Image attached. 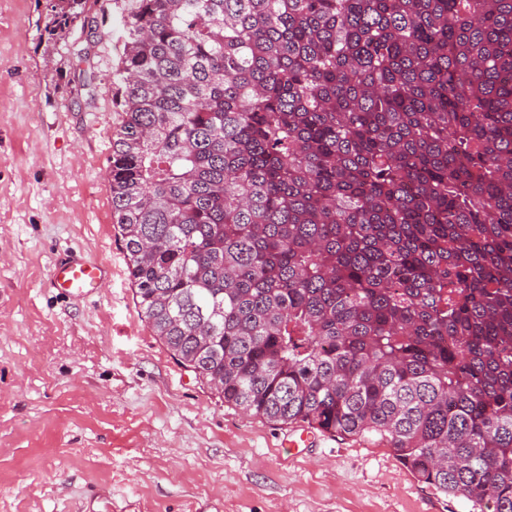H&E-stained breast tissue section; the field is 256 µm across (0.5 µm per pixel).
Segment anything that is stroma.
Listing matches in <instances>:
<instances>
[{
	"label": "stroma",
	"instance_id": "stroma-1",
	"mask_svg": "<svg viewBox=\"0 0 512 512\" xmlns=\"http://www.w3.org/2000/svg\"><path fill=\"white\" fill-rule=\"evenodd\" d=\"M131 7L96 0L52 40L50 0H0V512H469L374 438L289 456L293 425L225 403L146 326L108 184ZM73 255L112 269L82 299L51 284Z\"/></svg>",
	"mask_w": 512,
	"mask_h": 512
}]
</instances>
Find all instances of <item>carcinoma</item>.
I'll return each instance as SVG.
<instances>
[{"label":"carcinoma","mask_w":512,"mask_h":512,"mask_svg":"<svg viewBox=\"0 0 512 512\" xmlns=\"http://www.w3.org/2000/svg\"><path fill=\"white\" fill-rule=\"evenodd\" d=\"M118 76L112 220L174 359L512 512V0H133Z\"/></svg>","instance_id":"obj_1"}]
</instances>
